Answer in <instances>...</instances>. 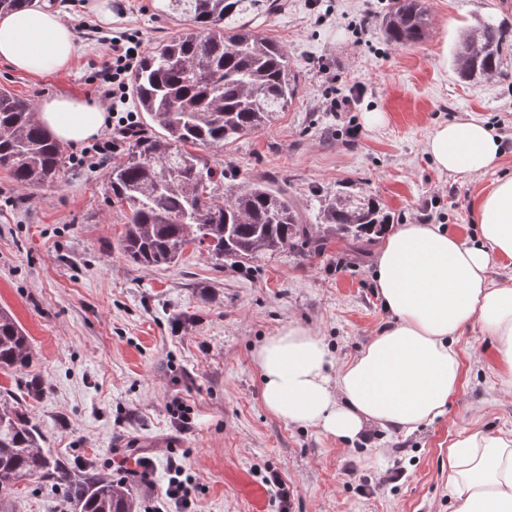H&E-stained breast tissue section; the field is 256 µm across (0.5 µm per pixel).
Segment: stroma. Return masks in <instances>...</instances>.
Segmentation results:
<instances>
[{
  "instance_id": "1",
  "label": "stroma",
  "mask_w": 512,
  "mask_h": 512,
  "mask_svg": "<svg viewBox=\"0 0 512 512\" xmlns=\"http://www.w3.org/2000/svg\"><path fill=\"white\" fill-rule=\"evenodd\" d=\"M96 0H60L81 47L70 67L36 76L0 61V87L31 99L64 93L99 103L93 78L110 55L109 35L127 31L152 48L175 36L180 18L158 0H108L101 23ZM390 0H284L261 27L288 52L299 92L287 111L221 150L205 155L239 179L285 189L304 223L317 225L326 198L340 187L375 197L391 224L433 223L470 241L477 204L493 182L512 175V151L467 179L440 171L426 151L433 126L468 116L512 136V54L503 76L472 84L454 71L461 32L481 20L512 27V0H426L427 38L395 47L377 19ZM372 22L357 35L361 12ZM362 86L363 98L339 115L319 110L328 85ZM380 112L382 124L367 116ZM81 147L64 146L59 185L26 196L0 168V307L30 338V375L44 391L29 400L45 448L72 468L91 458H150L148 477H129L141 512H178L163 484L170 459L192 475L191 512H276L256 475L276 468L291 492L292 512H451L448 445L459 429L512 433V394L493 373L490 337L465 327L457 344L462 387L447 413L413 433L372 430L347 445L271 415L262 403L252 351L291 323L324 337L337 361L361 350L390 318L374 284V247L359 251L332 239L323 254L301 246L217 266L186 247L172 267H142L116 250L126 211L108 195L103 169L71 164ZM440 196L431 207L432 196ZM180 402L187 423L168 408ZM392 467L404 478L384 486ZM7 512H73L67 490L45 480L15 486Z\"/></svg>"
}]
</instances>
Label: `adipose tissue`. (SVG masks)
<instances>
[{
	"label": "adipose tissue",
	"mask_w": 512,
	"mask_h": 512,
	"mask_svg": "<svg viewBox=\"0 0 512 512\" xmlns=\"http://www.w3.org/2000/svg\"><path fill=\"white\" fill-rule=\"evenodd\" d=\"M77 52L60 11L39 4L0 17V59L43 75L65 69ZM40 125L77 146L98 135L106 112L69 95L38 107ZM501 139L478 118L432 128L426 151L443 171L483 172L501 156ZM479 241L438 224H400L379 237L375 286L392 319L356 356L336 363L310 328L289 324L254 351L263 404L275 417L346 443L370 430L412 433L443 416L463 383L455 342L463 327L493 337L496 377L512 391V275L490 271L512 259V177L478 203ZM453 512H512V435L463 428L448 446Z\"/></svg>",
	"instance_id": "adipose-tissue-1"
}]
</instances>
